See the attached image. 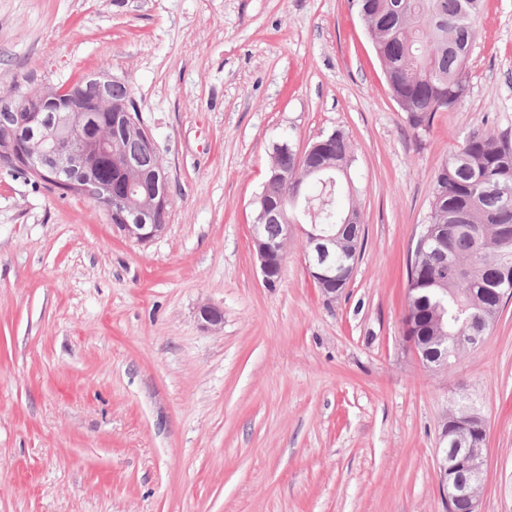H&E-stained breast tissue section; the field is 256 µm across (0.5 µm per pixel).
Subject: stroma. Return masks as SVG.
I'll return each instance as SVG.
<instances>
[{
  "label": "stroma",
  "mask_w": 512,
  "mask_h": 512,
  "mask_svg": "<svg viewBox=\"0 0 512 512\" xmlns=\"http://www.w3.org/2000/svg\"><path fill=\"white\" fill-rule=\"evenodd\" d=\"M102 71L154 138L167 227L127 240L0 168V512H444L456 404L486 421L478 512H512V302L440 370L403 325L438 169L482 124L512 140V0H484L467 93L426 130L354 0H0V95ZM337 130L365 231L351 280L325 296L298 231L267 286L272 147Z\"/></svg>",
  "instance_id": "1"
}]
</instances>
